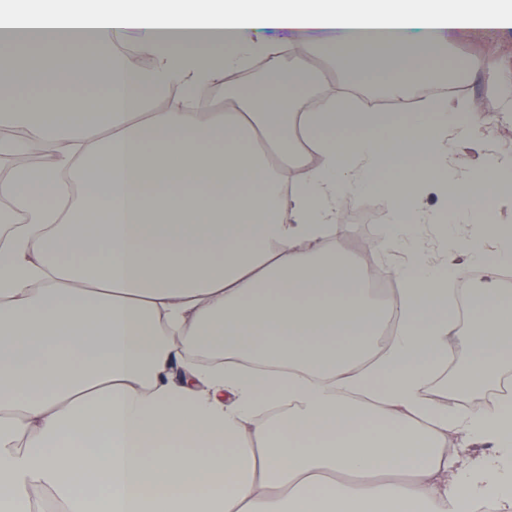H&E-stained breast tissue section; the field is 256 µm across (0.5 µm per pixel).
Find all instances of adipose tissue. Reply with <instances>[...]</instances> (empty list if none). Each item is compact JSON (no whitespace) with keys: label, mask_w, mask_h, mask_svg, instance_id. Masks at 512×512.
I'll return each mask as SVG.
<instances>
[{"label":"adipose tissue","mask_w":512,"mask_h":512,"mask_svg":"<svg viewBox=\"0 0 512 512\" xmlns=\"http://www.w3.org/2000/svg\"><path fill=\"white\" fill-rule=\"evenodd\" d=\"M507 0H9L0 6V512H512V395L452 406L430 385L449 344L462 390L512 368V228L494 252L416 224L435 192L467 224L512 206L497 154L456 178L466 105L365 111L438 79L450 46ZM339 65L307 107L312 57ZM263 58V82L203 89ZM103 78L105 94L46 87ZM171 105L158 112V93ZM377 192L373 239L400 285L395 332L365 259L336 249L343 202ZM482 265L473 311L448 303ZM438 224H416L413 226V235L423 244L431 255V262H439L442 259L443 251L440 247L441 231Z\"/></svg>","instance_id":"adipose-tissue-1"}]
</instances>
